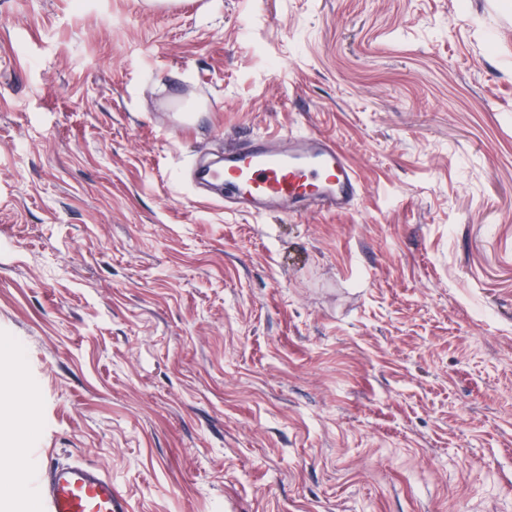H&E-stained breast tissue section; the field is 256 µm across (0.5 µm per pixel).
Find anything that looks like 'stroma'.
<instances>
[{"label":"stroma","mask_w":512,"mask_h":512,"mask_svg":"<svg viewBox=\"0 0 512 512\" xmlns=\"http://www.w3.org/2000/svg\"><path fill=\"white\" fill-rule=\"evenodd\" d=\"M344 211H225L226 137ZM0 401L125 512H512V0H0ZM193 181L220 187L214 199L224 201L225 211L253 216L288 208L341 211L361 191L347 155L317 133L232 139L218 161L194 166Z\"/></svg>","instance_id":"1"}]
</instances>
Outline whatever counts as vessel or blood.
I'll return each instance as SVG.
<instances>
[{
	"label": "vessel or blood",
	"instance_id": "1",
	"mask_svg": "<svg viewBox=\"0 0 512 512\" xmlns=\"http://www.w3.org/2000/svg\"><path fill=\"white\" fill-rule=\"evenodd\" d=\"M193 180L221 188L225 210L253 216L292 208L341 211L361 191L347 155L317 133L232 139L218 161L194 166ZM20 474L41 512H119L111 479L82 461L55 464L32 445Z\"/></svg>",
	"mask_w": 512,
	"mask_h": 512
}]
</instances>
